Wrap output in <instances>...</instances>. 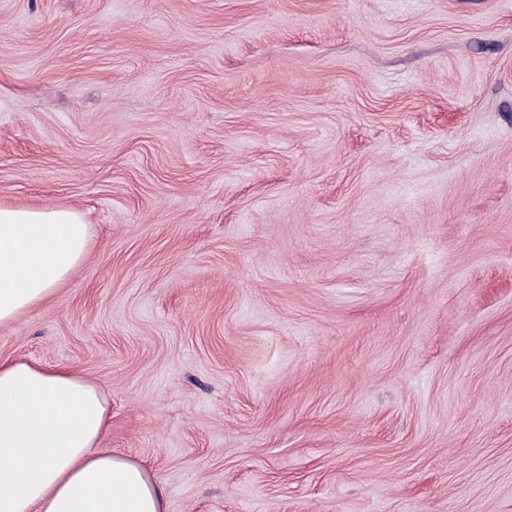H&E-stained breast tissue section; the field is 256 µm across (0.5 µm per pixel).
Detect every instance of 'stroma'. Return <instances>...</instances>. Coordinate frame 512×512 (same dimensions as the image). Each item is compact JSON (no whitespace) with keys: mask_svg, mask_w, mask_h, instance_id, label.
Returning <instances> with one entry per match:
<instances>
[{"mask_svg":"<svg viewBox=\"0 0 512 512\" xmlns=\"http://www.w3.org/2000/svg\"><path fill=\"white\" fill-rule=\"evenodd\" d=\"M0 206L168 512H512V0H0ZM88 239L73 209L0 207V325L51 296L83 260Z\"/></svg>","mask_w":512,"mask_h":512,"instance_id":"stroma-1","label":"stroma"}]
</instances>
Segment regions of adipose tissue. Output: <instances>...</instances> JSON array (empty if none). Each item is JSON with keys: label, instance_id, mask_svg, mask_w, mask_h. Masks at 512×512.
<instances>
[{"label": "adipose tissue", "instance_id": "ef3b65f1", "mask_svg": "<svg viewBox=\"0 0 512 512\" xmlns=\"http://www.w3.org/2000/svg\"><path fill=\"white\" fill-rule=\"evenodd\" d=\"M88 239L75 210L0 207V325L51 296ZM111 416L73 370L0 362V512H166L150 471L102 447Z\"/></svg>", "mask_w": 512, "mask_h": 512}]
</instances>
